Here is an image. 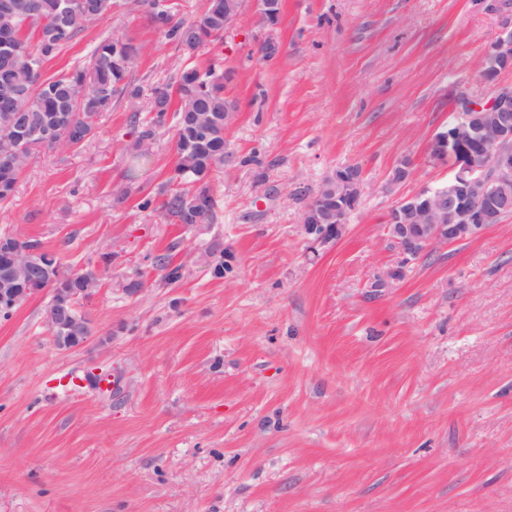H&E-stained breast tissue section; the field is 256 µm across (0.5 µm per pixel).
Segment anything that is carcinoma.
I'll use <instances>...</instances> for the list:
<instances>
[{
  "mask_svg": "<svg viewBox=\"0 0 512 512\" xmlns=\"http://www.w3.org/2000/svg\"><path fill=\"white\" fill-rule=\"evenodd\" d=\"M0 0V154L24 151L29 155L46 148L34 144L38 130L52 127L70 137L80 149L95 130V120L112 111L114 104L134 102L141 89L130 77L142 46L121 33L105 37L91 50L90 61L75 63L64 73L44 77V66L73 44L92 22L112 17L116 0ZM151 24L188 54L217 43L224 37V0H206L205 7L190 16L179 13L178 4L167 0H137ZM226 75L220 65L200 70L185 65L171 81L152 89L147 103L150 117L141 122L137 146L153 139L155 130L174 119L175 179L178 187L168 191L161 208L180 224H210L216 199L208 185L213 171L224 164V125H212L205 134L180 121L183 112L224 111L233 100L224 92ZM25 165L0 168V203L10 200ZM208 196L204 205L197 203ZM49 278L56 288H95L97 278L87 270L64 274L56 258L48 262Z\"/></svg>",
  "mask_w": 512,
  "mask_h": 512,
  "instance_id": "1",
  "label": "carcinoma"
}]
</instances>
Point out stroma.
<instances>
[{
	"label": "stroma",
	"mask_w": 512,
	"mask_h": 512,
	"mask_svg": "<svg viewBox=\"0 0 512 512\" xmlns=\"http://www.w3.org/2000/svg\"><path fill=\"white\" fill-rule=\"evenodd\" d=\"M511 16L282 0L269 30L246 0L190 58L124 5L51 61L48 77L117 30L143 46V90L217 62L238 110L213 223L143 208L175 175L173 129L138 157L124 102L80 150L37 152L0 204V238L98 279L83 348L55 346L49 292L0 315V512H512V214L407 264L386 231L400 199L447 182L432 140ZM405 159L412 179L385 191ZM350 165L361 203L312 244L303 213Z\"/></svg>",
	"instance_id": "obj_1"
}]
</instances>
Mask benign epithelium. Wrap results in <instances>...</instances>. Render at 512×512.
Instances as JSON below:
<instances>
[{
    "instance_id": "benign-epithelium-1",
    "label": "benign epithelium",
    "mask_w": 512,
    "mask_h": 512,
    "mask_svg": "<svg viewBox=\"0 0 512 512\" xmlns=\"http://www.w3.org/2000/svg\"><path fill=\"white\" fill-rule=\"evenodd\" d=\"M228 0L224 32L234 28L242 8ZM258 16L268 27L278 24L280 9L269 0H252ZM512 70V20L502 24L478 63V79L487 93L481 97L461 92L455 97L457 122L438 132L431 143L438 162L452 171L448 184L424 189L403 199L392 211L388 229L403 259L416 260L450 242L472 238L499 216L512 209V84L500 75ZM411 166L394 168L385 184L392 190L407 182ZM363 192L361 175L335 170L322 183L303 214V227L313 243L325 245L339 239L352 213L350 205ZM0 303L16 306L49 288L52 300L46 320L57 346L77 349L91 338L89 321L77 303L92 296L87 288H54L42 279L41 266L25 249H5L0 255Z\"/></svg>"
}]
</instances>
